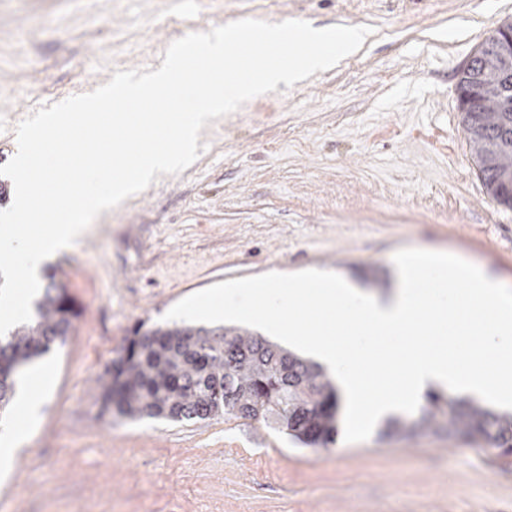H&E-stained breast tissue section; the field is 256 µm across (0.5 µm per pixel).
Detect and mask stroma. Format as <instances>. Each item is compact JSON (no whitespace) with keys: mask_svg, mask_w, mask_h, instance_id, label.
Returning <instances> with one entry per match:
<instances>
[{"mask_svg":"<svg viewBox=\"0 0 512 512\" xmlns=\"http://www.w3.org/2000/svg\"><path fill=\"white\" fill-rule=\"evenodd\" d=\"M243 18L373 32L210 120L190 167L44 266L79 317L42 359L52 385L0 475V512H512V455L464 433L378 430L317 451L230 415H100L95 383L130 330L217 283L320 269L381 293L413 247L512 286V209L477 177L456 90L512 0H0V165L28 112Z\"/></svg>","mask_w":512,"mask_h":512,"instance_id":"obj_1","label":"stroma"}]
</instances>
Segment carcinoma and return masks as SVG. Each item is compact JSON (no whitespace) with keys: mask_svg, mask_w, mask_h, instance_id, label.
<instances>
[{"mask_svg":"<svg viewBox=\"0 0 512 512\" xmlns=\"http://www.w3.org/2000/svg\"><path fill=\"white\" fill-rule=\"evenodd\" d=\"M512 21L503 22L461 70L458 89L479 86L477 108L463 116L478 177L500 205L512 208ZM74 310L67 287L49 276L30 322L0 336V416L15 395L20 367L63 345ZM101 412L115 417L204 420L230 415L274 422L314 448L334 442L338 390L318 364L238 327L190 324L136 327L97 381ZM448 426L512 451V413H495L474 401L430 392L420 416L388 423L384 434L411 436Z\"/></svg>","mask_w":512,"mask_h":512,"instance_id":"1","label":"carcinoma"}]
</instances>
